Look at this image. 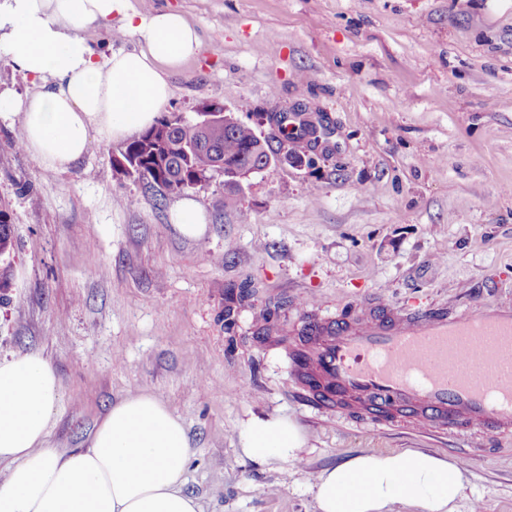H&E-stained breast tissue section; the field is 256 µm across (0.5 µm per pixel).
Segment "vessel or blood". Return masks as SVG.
<instances>
[{
	"mask_svg": "<svg viewBox=\"0 0 512 512\" xmlns=\"http://www.w3.org/2000/svg\"><path fill=\"white\" fill-rule=\"evenodd\" d=\"M289 370L328 406L361 400L370 419L402 401L413 423L512 429V306L448 313H398L378 301L351 320L309 318L290 350Z\"/></svg>",
	"mask_w": 512,
	"mask_h": 512,
	"instance_id": "obj_1",
	"label": "vessel or blood"
}]
</instances>
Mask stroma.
Masks as SVG:
<instances>
[{"mask_svg": "<svg viewBox=\"0 0 512 512\" xmlns=\"http://www.w3.org/2000/svg\"><path fill=\"white\" fill-rule=\"evenodd\" d=\"M197 26L200 54L169 77L162 115L214 104L279 140L314 135L224 202L223 176L157 200L120 178L103 141L48 170L0 121V206L14 227L0 357L39 353L61 384L60 448L86 447L123 396L160 397L185 424V490L203 512H317L315 476L359 454L421 450L462 470L457 512H512V432L362 424L302 398L268 313L304 304L414 312L512 305V0H135ZM207 231L182 236V197ZM251 294L239 299L242 285ZM285 417L298 459H247L240 426Z\"/></svg>", "mask_w": 512, "mask_h": 512, "instance_id": "obj_1", "label": "stroma"}]
</instances>
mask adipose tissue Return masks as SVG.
<instances>
[{
	"label": "adipose tissue",
	"instance_id": "ef3b65f1",
	"mask_svg": "<svg viewBox=\"0 0 512 512\" xmlns=\"http://www.w3.org/2000/svg\"><path fill=\"white\" fill-rule=\"evenodd\" d=\"M119 21L138 48L99 58L85 40L94 25ZM202 42L179 11L144 12L133 0H0V57L36 86L18 99L0 92V120L18 122L44 168L81 160L93 139L119 140L153 126L170 73ZM60 398L55 369L39 353L0 358V512H201L185 489L190 440L182 420L148 392L114 402L84 448L49 444ZM256 462L293 459L304 445L283 417H251L240 430ZM459 467L417 450L370 453L323 470L313 486L318 512H454Z\"/></svg>",
	"mask_w": 512,
	"mask_h": 512
}]
</instances>
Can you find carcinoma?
Masks as SVG:
<instances>
[{"mask_svg": "<svg viewBox=\"0 0 512 512\" xmlns=\"http://www.w3.org/2000/svg\"><path fill=\"white\" fill-rule=\"evenodd\" d=\"M276 153L269 141L244 122L226 126L222 120L207 122L198 116L173 125L164 117L125 145L120 152L125 163L113 164V170L163 196L192 189L223 167L251 169ZM13 248L12 224L1 209L0 259H7Z\"/></svg>", "mask_w": 512, "mask_h": 512, "instance_id": "cac0c4a2", "label": "carcinoma"}]
</instances>
